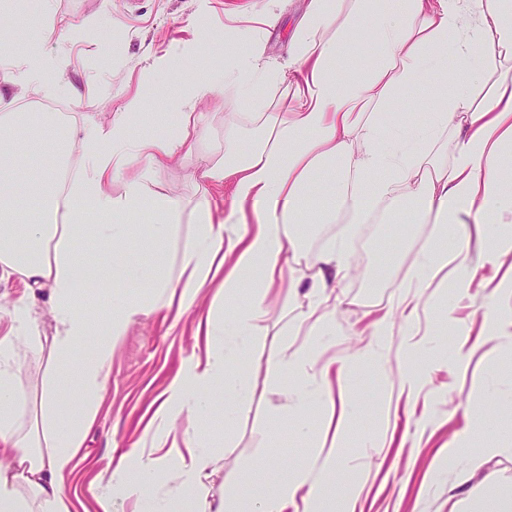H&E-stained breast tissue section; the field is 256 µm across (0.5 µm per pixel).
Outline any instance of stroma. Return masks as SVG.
Listing matches in <instances>:
<instances>
[{"instance_id":"35a3bbf8","label":"stroma","mask_w":512,"mask_h":512,"mask_svg":"<svg viewBox=\"0 0 512 512\" xmlns=\"http://www.w3.org/2000/svg\"><path fill=\"white\" fill-rule=\"evenodd\" d=\"M257 0H51L43 13L42 0H0V17L9 19L8 53H18L31 29L47 24L77 25L58 53L52 75L38 87L21 91L19 104L39 111L45 101L64 102L75 117L74 140L87 125L110 120L129 96H149V107L132 137L173 130L182 110V88L214 72L227 52L225 33L238 43L265 44L271 62L288 59L291 26L303 11L302 0H279L277 24L264 29L248 21ZM176 53L175 72L162 89L149 91L147 75L156 56ZM232 100L215 95L197 106L201 138L193 154L165 170L160 180L167 193L191 197L197 193V153L224 151V118L237 112ZM428 224L371 222L353 237L345 257L351 273L340 284L336 311L337 357L351 355L369 342L363 329L367 311L385 308L402 294L415 274L414 258L427 243ZM491 291L475 299L459 298L453 313L436 306L435 289L418 301L419 319L413 326L395 323L381 348L380 369L363 368L343 391L357 400L364 415L346 438V471L338 475L342 487L364 489L362 512H448L449 499L463 500L467 484L444 449L469 423L512 422V402L486 404L476 393L482 384L512 389V346L484 336L483 316L494 305ZM299 308L287 292L267 301L253 345L241 365L256 386V394L232 427L220 416L207 426L182 414L169 440L179 442L185 431L206 428L216 437L219 470L210 485L213 495L223 491L249 499L271 492L292 471L308 464L311 442L299 439L294 416L285 407L291 385L287 378L269 377L267 359L278 349H295L304 336L287 335ZM197 318L171 321L163 314L143 316L131 323L112 356V369L88 430L84 461L66 488L78 491L76 512H96L99 474L110 457H135L145 430L156 429L154 401L176 374L181 362L197 353ZM468 334L475 350L464 363L447 359L461 334ZM392 437L388 448H373L375 437Z\"/></svg>"}]
</instances>
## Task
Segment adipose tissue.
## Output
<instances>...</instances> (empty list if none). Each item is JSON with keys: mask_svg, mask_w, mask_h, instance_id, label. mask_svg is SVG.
Masks as SVG:
<instances>
[{"mask_svg": "<svg viewBox=\"0 0 512 512\" xmlns=\"http://www.w3.org/2000/svg\"><path fill=\"white\" fill-rule=\"evenodd\" d=\"M374 43L378 59L346 77L335 67L343 53ZM54 67L44 43L18 55L0 56V79L40 85ZM439 80L450 91L424 120L402 121L395 107L420 87ZM287 89L274 112H240L224 123V155L207 159L200 195L184 199L157 190L159 175L183 158L198 137L196 101L216 86L249 102L254 86ZM146 101L127 98L105 124L84 133L76 176L58 191L72 141L52 112H21L0 99V158L22 155L43 162V184L26 197L14 188L10 167L0 168V278L22 277L32 291L47 290L54 321L42 335L32 302L7 310L9 328L0 336V512H75L64 491L80 462L85 432L109 378L112 354L128 326L144 314L197 312L202 289L215 294L198 322L205 353L180 368L159 403V429L173 427L183 412L216 408L212 386L224 389V424L232 426L253 397V385L235 367L245 355L257 321L275 288L304 295L299 316L316 341L268 359L276 377L293 387L288 411L324 413L333 430L328 450L269 496L214 498L215 441L201 432L184 435L183 446L154 438L136 464L110 460L99 512H115L111 485L123 488L137 512H170L171 502L152 487L161 471L177 485L182 512H357L361 488L338 493L335 479L347 464L345 433L361 415L353 399L337 396L344 372L376 363V352L393 330V313L417 318V294L438 285L439 301L469 294L474 283L471 250L497 267L512 254V0H400L390 13L385 0H306L291 33L287 64L265 57L262 43L229 51L223 83L199 79L183 101L174 132L129 135ZM257 127L260 138L246 155L233 149L239 126ZM143 160L131 171L133 160ZM230 189L242 205L223 220L210 206L213 193ZM408 224L434 227L431 242L415 257L416 294L402 297L370 324L371 343L341 359L324 358L336 335V312L328 304L350 273L343 245L312 250L306 243L327 224L344 222L349 232L375 211ZM84 242L85 250L74 247ZM146 242L165 259L151 267L99 258L117 256L129 244ZM104 280L113 291L95 307L83 304L88 282ZM135 283L136 292L120 291ZM247 303L226 309L241 289ZM497 307L485 314L491 335L512 337V267L496 285ZM94 339L96 358L85 367L72 402L82 414L71 421L57 385L73 351ZM44 367L39 394L17 383L20 363ZM34 404L32 424L24 408Z\"/></svg>", "mask_w": 512, "mask_h": 512, "instance_id": "obj_1", "label": "adipose tissue"}]
</instances>
